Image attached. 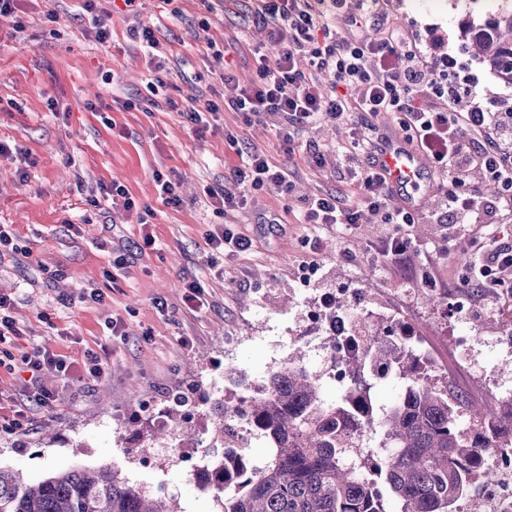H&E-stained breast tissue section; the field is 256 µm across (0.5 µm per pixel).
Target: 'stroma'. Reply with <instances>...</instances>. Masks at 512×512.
<instances>
[{
    "label": "stroma",
    "mask_w": 512,
    "mask_h": 512,
    "mask_svg": "<svg viewBox=\"0 0 512 512\" xmlns=\"http://www.w3.org/2000/svg\"><path fill=\"white\" fill-rule=\"evenodd\" d=\"M101 17L111 32L96 41L78 0H18L14 17L0 18V140L27 150L35 164L0 157V224L11 225L29 254L0 258V293L11 299L10 314L21 335L10 346L21 360L35 346L80 356L82 348L104 352L105 378L77 383L53 378L62 404L55 409L60 436L42 440L49 415L30 404L16 375L0 368V398L24 404L32 419L27 433H0V465L38 480L79 466L112 462L120 476L147 489L168 488L182 512H219L213 493L191 479L175 454L203 456V445L184 442L171 455L144 464L127 454L134 440L129 418H147L168 396L191 385L209 386L235 367L243 380L265 376L291 357V337L308 333L307 315L319 297L340 288L364 293L368 306L383 314L394 333L422 337L449 385L470 391L486 407H512V342L489 296L461 280L467 261L456 248L438 249L441 211L435 186L422 184L423 219L407 226L413 245L406 265L377 260V224H364L337 237L299 223L294 200L269 185L247 205L224 217L205 190L230 186L240 163L224 140L232 133L238 148L266 152L295 174L302 192L346 193L347 160L338 145L348 130L327 121L300 133L299 140L327 156L316 165L311 154L288 155L275 138L278 118L245 123L234 112L221 113L216 126L195 132L176 111L123 109L129 98L148 96L156 74L140 43L127 31L152 26L167 49L159 97L184 103L187 96L218 99L231 71L239 85L256 77L254 48L269 44L266 29L254 23L249 0H222L207 11L203 0H142L137 13H116L112 0H100ZM56 21H48V11ZM402 25L426 41L433 55L456 56L482 94L505 86L475 58L461 34L466 0H392ZM177 183L179 207L162 203L154 171ZM124 186L138 203L149 204V228L157 244L141 247L138 214L110 198L100 185ZM250 237V252L226 260L227 275L215 277L208 263L206 235L224 222ZM318 234L317 251L304 246ZM434 277L435 286L422 284ZM200 280L210 305L195 313L183 304V285ZM100 289L99 303L82 301ZM437 295L451 306L449 317L428 304ZM164 301L157 309L156 301ZM126 333H112V321ZM478 331L481 342L470 364L458 358L459 327ZM234 337L225 345V337ZM491 374L488 382L480 373Z\"/></svg>",
    "instance_id": "obj_1"
}]
</instances>
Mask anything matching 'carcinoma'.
Instances as JSON below:
<instances>
[{
    "mask_svg": "<svg viewBox=\"0 0 512 512\" xmlns=\"http://www.w3.org/2000/svg\"><path fill=\"white\" fill-rule=\"evenodd\" d=\"M474 55L512 87V0L493 15L471 21L463 31ZM371 356L385 359L405 381L392 406L369 403L363 419L383 436L390 449L384 465L364 475L344 466L356 416L353 393L325 399L322 386L299 352L267 375V390L247 399L245 414L220 396L212 403L214 419L208 447H224L250 430L270 448L268 463L247 472L239 462H224L220 512H387V497L400 501V512H455L459 496L481 474L476 449L501 431H512V408L494 420L477 402H466L425 375L403 342L380 338ZM473 429L460 427L461 410ZM150 440L165 442L168 429L136 418ZM0 512H180L174 498L155 497L119 477L112 462L76 467L31 481L0 467Z\"/></svg>",
    "mask_w": 512,
    "mask_h": 512,
    "instance_id": "carcinoma-1",
    "label": "carcinoma"
}]
</instances>
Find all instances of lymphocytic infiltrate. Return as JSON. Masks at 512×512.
<instances>
[{"instance_id":"lymphocytic-infiltrate-1","label":"lymphocytic infiltrate","mask_w":512,"mask_h":512,"mask_svg":"<svg viewBox=\"0 0 512 512\" xmlns=\"http://www.w3.org/2000/svg\"><path fill=\"white\" fill-rule=\"evenodd\" d=\"M344 5L345 0H256L252 13L269 26L272 51L259 54L256 79L232 98L192 100L184 109L188 120L204 130L224 110L248 121L274 112L281 118L276 136L292 154L301 148L299 132L321 118L343 121L356 111L373 117L394 114L407 145L427 156L440 179L444 208L478 247L464 282L482 289L512 286V236L502 238L493 230L494 225L512 223V113L504 111V97L482 96L462 111L452 92L447 104L426 106L422 73L428 61L422 40L389 22L388 0H357L353 14ZM301 57L309 71L297 68ZM321 73L329 76V85L318 81ZM373 134L369 124L351 134L350 197L296 196L303 223L332 225L342 234L362 224L419 223L418 204L391 206L394 190L378 165H359L360 156L378 150ZM475 174L482 184L496 185L494 197L484 194L482 184L471 185ZM268 183L296 195L284 166L270 162L265 153L249 151L233 169L231 187L210 196L219 210L233 212ZM20 370L31 399L46 411L56 401L54 390L44 383L46 374L79 382L106 373L102 356L93 349H84L77 360L39 346L22 359Z\"/></svg>"}]
</instances>
